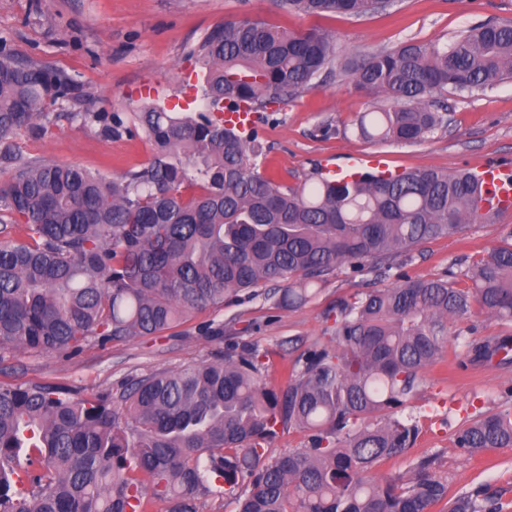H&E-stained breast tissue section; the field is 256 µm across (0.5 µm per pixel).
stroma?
<instances>
[{"label":"stroma","mask_w":512,"mask_h":512,"mask_svg":"<svg viewBox=\"0 0 512 512\" xmlns=\"http://www.w3.org/2000/svg\"><path fill=\"white\" fill-rule=\"evenodd\" d=\"M261 18L300 31L317 27L336 38L335 71L326 81L273 106L257 123L265 152L258 164L276 182L298 185L314 168L330 163L347 167L371 154L398 170L430 168L448 174L478 164L512 165V81L472 94H444L448 126L416 144H372L356 137L359 113L377 101L355 88L347 62L398 43L449 40L467 26L512 23V0H396L387 14L364 17L298 16L272 0H0V37L14 53L66 74L86 93L82 101L59 100L49 110V132L34 139L14 138L23 155L48 157L106 176L140 166L153 144L137 126L103 139L85 112L130 117L146 101L152 84L167 107L196 110L198 81L187 48L213 25L228 19ZM512 233V214L473 223L464 235L421 244L398 257L385 276L374 269L345 265L303 305L284 309L275 296L259 291L236 302L193 314L162 336H145L105 345L89 344L63 357L28 352L0 361V386H61L88 396L131 375L175 370L223 357L227 346L249 342L273 354L274 362L299 356L322 338L338 298L369 288L395 286L398 274L438 279L466 267ZM428 384L412 402L419 437L406 456L382 462L375 477L405 474L411 461L431 458L449 479L450 493L484 486L498 493L503 512H512V447L464 458L451 448L452 432L465 420L504 404L512 367L496 364L459 369L444 361L431 367Z\"/></svg>","instance_id":"35a3bbf8"}]
</instances>
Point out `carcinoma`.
Instances as JSON below:
<instances>
[{"mask_svg":"<svg viewBox=\"0 0 512 512\" xmlns=\"http://www.w3.org/2000/svg\"><path fill=\"white\" fill-rule=\"evenodd\" d=\"M306 16L388 13L392 0H274ZM187 57L200 67L197 112L158 101L132 113L155 144L149 162L107 179L29 158L21 129L48 131L47 101L81 96L59 72L18 58L0 37V359L81 352L154 336L242 293L283 284L278 304L305 303L351 264L388 261L476 221L482 184L468 172L413 169L351 181L314 172L278 184L260 171L263 145L224 113L265 112L333 74L336 39L258 18L209 29ZM355 86L383 101L354 133L419 143L448 123L438 96L512 79V25L470 26L451 41L404 42L347 64ZM81 118L110 139L119 115ZM465 286L405 278L336 300L333 324L274 384L270 353L238 344L224 358L132 376L91 396L49 386H0V512H200L214 489L236 512H502L481 489L448 496L434 461L378 482L377 466L418 437L408 403L443 360L448 322L476 310L512 321V233L468 265ZM468 361L509 365L512 338L456 333ZM307 444L278 458L285 429ZM457 454L512 447V406L452 434ZM304 433L295 429H286L279 432L278 436L269 445L270 456H279L292 448H301L305 443Z\"/></svg>","mask_w":512,"mask_h":512,"instance_id":"carcinoma-1","label":"carcinoma"}]
</instances>
